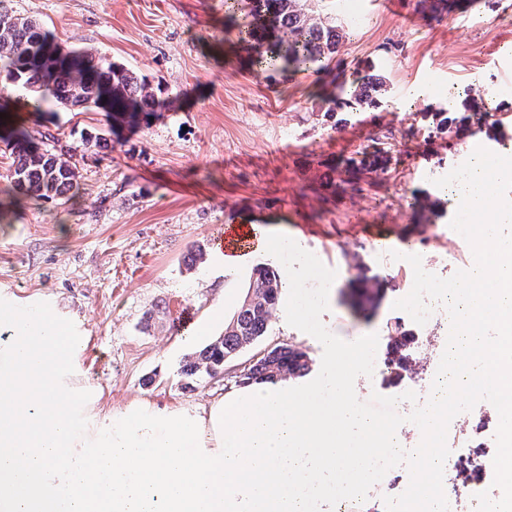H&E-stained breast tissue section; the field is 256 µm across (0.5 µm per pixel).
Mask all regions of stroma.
Wrapping results in <instances>:
<instances>
[{
  "label": "stroma",
  "instance_id": "stroma-1",
  "mask_svg": "<svg viewBox=\"0 0 512 512\" xmlns=\"http://www.w3.org/2000/svg\"><path fill=\"white\" fill-rule=\"evenodd\" d=\"M322 0L347 37L336 57L347 72L384 75L390 103L372 112L329 117L328 77L262 72V52L238 30L247 6L224 0H7L41 21L55 40L108 57L144 76L171 102L150 125L113 130L96 109L15 113L17 122L51 134L72 150L79 191L60 200H17L6 180L10 150L0 142V290L50 300L59 317L87 338L80 360L101 393L104 412L135 400L158 408L208 405L236 385L237 364L276 345L301 348L312 362L313 336L272 316L268 332L222 375L186 381L180 368L195 349L223 335L256 267L281 269L257 252L233 274L190 267L211 255L217 235L243 213L263 234L279 232L335 270L322 319L346 341L377 334L385 355L394 320L413 332L412 363L400 381L359 376L357 397H398L409 415L428 400L448 339V325L422 327L395 301L414 282L404 260L378 257L377 238L410 239L425 271H459L467 249L451 229L458 203L435 181L484 147L512 156V103L473 109L461 91L485 99L512 87V0H478L465 10L419 13L417 0ZM467 115L457 144L436 133L425 107ZM103 134L100 142L92 134ZM391 143L386 172L351 171ZM383 285L378 307L358 313L344 290L357 275ZM167 304L168 317L153 318ZM414 391L415 401L403 400Z\"/></svg>",
  "mask_w": 512,
  "mask_h": 512
}]
</instances>
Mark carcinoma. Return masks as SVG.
I'll list each match as a JSON object with an SVG mask.
<instances>
[{
  "label": "carcinoma",
  "instance_id": "cac0c4a2",
  "mask_svg": "<svg viewBox=\"0 0 512 512\" xmlns=\"http://www.w3.org/2000/svg\"><path fill=\"white\" fill-rule=\"evenodd\" d=\"M261 26L272 29L274 47L254 60L261 70L299 73L317 68L331 77L339 94L327 99L326 112L376 109L386 91L383 79L368 75L348 82L344 72L332 66L343 32L335 19L313 7V0H253ZM20 86L30 92V106L40 112L47 105L64 109L93 107L112 118V127L138 126L166 106L150 82L105 56L55 42L37 21L14 14L0 0V141L11 148L8 169L13 193L23 199L60 198L75 189L76 167L64 154L37 140L11 117L10 89ZM282 280L267 266L255 269L243 303L224 328V335L187 357L182 372L189 378L224 370V360L239 353L267 333L272 314L281 298ZM354 292L357 309L373 304L377 284L358 280ZM385 364L390 373L402 376L409 367L412 335L400 323L389 329ZM310 370L306 352L274 346L268 354L251 361L240 381L275 382Z\"/></svg>",
  "mask_w": 512,
  "mask_h": 512
}]
</instances>
